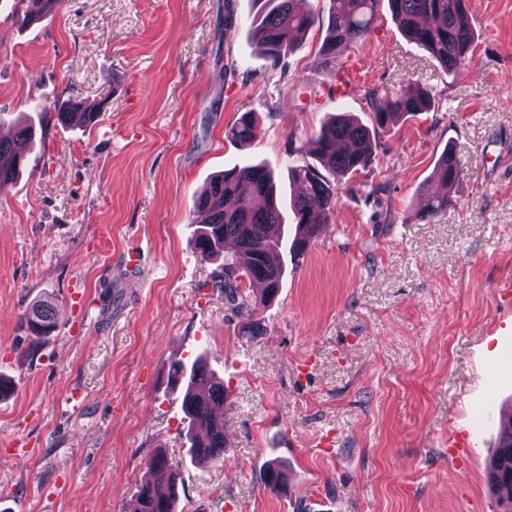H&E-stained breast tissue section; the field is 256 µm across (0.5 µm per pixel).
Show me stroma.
Here are the masks:
<instances>
[{"label": "stroma", "instance_id": "obj_1", "mask_svg": "<svg viewBox=\"0 0 512 512\" xmlns=\"http://www.w3.org/2000/svg\"><path fill=\"white\" fill-rule=\"evenodd\" d=\"M14 2L0 0V135L24 118L38 136L0 188V512H131L159 450L178 465L177 512H498L499 422L465 460L448 447L512 349V0H469L473 66L457 75L383 2L341 51L342 90L319 63L324 29L264 58L252 0H233L231 25L224 0H64L27 24ZM417 84L435 87L431 109L339 182L331 223L286 257L261 334L243 335L194 248L196 193L248 156L294 196L288 169L333 114L370 122L367 91ZM69 100L100 120L57 122ZM248 111L243 147L226 132ZM446 150L463 178L430 222L420 193ZM38 302L54 327L36 341L19 316ZM201 354L227 399L224 457L199 463L169 370Z\"/></svg>", "mask_w": 512, "mask_h": 512}]
</instances>
